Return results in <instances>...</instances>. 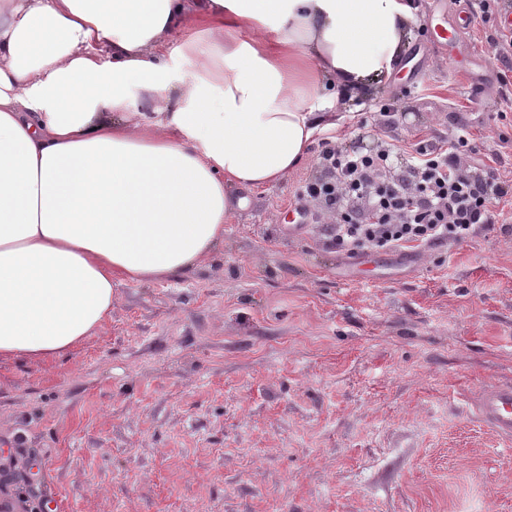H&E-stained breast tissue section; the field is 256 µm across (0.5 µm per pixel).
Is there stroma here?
Segmentation results:
<instances>
[{
  "mask_svg": "<svg viewBox=\"0 0 512 512\" xmlns=\"http://www.w3.org/2000/svg\"><path fill=\"white\" fill-rule=\"evenodd\" d=\"M418 0L401 65L330 140L465 128L512 180L496 60L512 0ZM452 32L440 43L437 29ZM319 142L246 191L189 272L119 283L73 351L0 360V485L30 512H512V451L474 413L512 382V236L351 258L297 190Z\"/></svg>",
  "mask_w": 512,
  "mask_h": 512,
  "instance_id": "35a3bbf8",
  "label": "stroma"
}]
</instances>
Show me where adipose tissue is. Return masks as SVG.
<instances>
[{
    "label": "adipose tissue",
    "instance_id": "ef3b65f1",
    "mask_svg": "<svg viewBox=\"0 0 512 512\" xmlns=\"http://www.w3.org/2000/svg\"><path fill=\"white\" fill-rule=\"evenodd\" d=\"M416 0H0V358L51 359L112 288L191 270L244 189L389 79ZM178 34L175 55L166 39Z\"/></svg>",
    "mask_w": 512,
    "mask_h": 512
}]
</instances>
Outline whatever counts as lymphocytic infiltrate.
Segmentation results:
<instances>
[{
  "label": "lymphocytic infiltrate",
  "instance_id": "obj_1",
  "mask_svg": "<svg viewBox=\"0 0 512 512\" xmlns=\"http://www.w3.org/2000/svg\"><path fill=\"white\" fill-rule=\"evenodd\" d=\"M466 136L421 141L405 167L394 168L396 144L370 154L321 143L322 174L299 196L322 204L331 246L354 257L404 247L460 244L498 222L497 205H512V180L471 156Z\"/></svg>",
  "mask_w": 512,
  "mask_h": 512
}]
</instances>
